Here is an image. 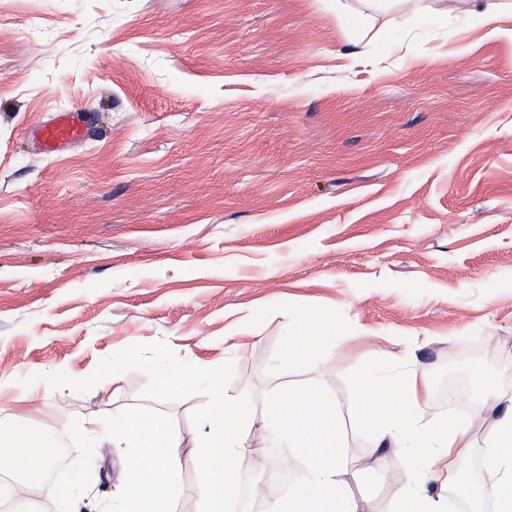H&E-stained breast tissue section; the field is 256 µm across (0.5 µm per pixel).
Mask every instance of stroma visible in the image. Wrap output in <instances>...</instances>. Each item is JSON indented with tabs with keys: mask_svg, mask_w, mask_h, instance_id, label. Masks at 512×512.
Returning <instances> with one entry per match:
<instances>
[{
	"mask_svg": "<svg viewBox=\"0 0 512 512\" xmlns=\"http://www.w3.org/2000/svg\"><path fill=\"white\" fill-rule=\"evenodd\" d=\"M67 110L85 137L42 153ZM305 314L346 337L273 370ZM408 357L460 386L435 417L512 391L511 12L0 0V419L64 440L87 476L29 484L23 512H116L131 451L79 423L193 438L204 362L230 398L335 393L348 459L378 457L351 485L390 512L412 461L375 450L357 397Z\"/></svg>",
	"mask_w": 512,
	"mask_h": 512,
	"instance_id": "1",
	"label": "stroma"
}]
</instances>
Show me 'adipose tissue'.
Returning a JSON list of instances; mask_svg holds the SVG:
<instances>
[{"label": "adipose tissue", "instance_id": "1", "mask_svg": "<svg viewBox=\"0 0 512 512\" xmlns=\"http://www.w3.org/2000/svg\"><path fill=\"white\" fill-rule=\"evenodd\" d=\"M209 401L205 428L192 442L190 458H183V438L166 423L142 420L128 414L111 421L89 419L80 425L92 444L110 442L137 449L124 470L127 496L120 512H178L181 487L178 475L185 461L202 474L198 487L200 512H224L231 497L240 461L249 454L248 428L262 417L273 436L301 448L294 467L302 469L309 492L267 502L266 512H375L369 499L356 498L347 488L350 467L372 470L366 458L350 464L344 454L346 432L333 392L303 387L289 396L269 395L262 404L250 397L227 400L224 366L214 362L201 367ZM433 391L427 370L408 361L401 375L369 370L359 398L358 415L376 445L403 454L408 441L435 443L437 455L418 459L406 489L392 512H447V492L456 487L463 460L474 444L475 431L486 427L484 454L487 464L481 487L492 512H512V392L492 390L485 409L466 418L429 415ZM54 456L41 431L0 423V473L42 474ZM440 482L444 492L432 495L428 486Z\"/></svg>", "mask_w": 512, "mask_h": 512}]
</instances>
